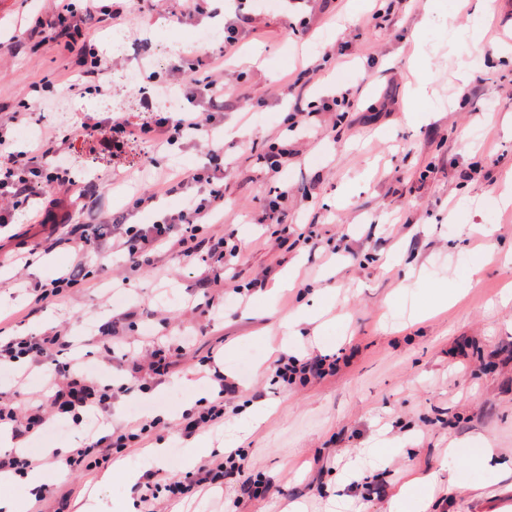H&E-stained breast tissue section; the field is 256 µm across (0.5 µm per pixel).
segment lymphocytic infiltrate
<instances>
[{
    "instance_id": "obj_1",
    "label": "lymphocytic infiltrate",
    "mask_w": 512,
    "mask_h": 512,
    "mask_svg": "<svg viewBox=\"0 0 512 512\" xmlns=\"http://www.w3.org/2000/svg\"><path fill=\"white\" fill-rule=\"evenodd\" d=\"M75 16L71 4L66 2L48 25L65 37L66 49L77 54L75 64L81 76L88 78L99 73L102 62L77 53L75 43L81 30L74 23ZM170 75L173 84L184 87L187 98L194 105L193 110L183 112L177 119L167 113L156 112L150 121L137 127L109 117H90L76 125V133L97 134L103 150L112 155L121 150L122 140L126 137L197 143L209 128L223 121L226 106L224 89L218 85L213 69L200 67L198 60L186 53L172 64ZM52 143V138L46 137L33 150L14 153L8 149L6 129L0 127V223H9L12 212L28 206L34 200L35 184H48L50 191L44 206L43 222L49 225L51 231H64V242L75 255L72 268L62 271L51 280L48 288L36 294L35 299L39 302L63 296L83 286L89 276L85 248L92 238L98 237L101 226L109 225L107 217L96 210L90 212L85 223H73L75 199H94L101 185L91 179L82 187H74L66 167L50 164L49 159L55 154ZM166 189L170 192L186 191L184 207L178 212L162 215L145 228L111 225L112 250L123 253L133 269L139 268L144 254L149 251L161 250L185 261L203 252L210 260L202 278L203 284L219 282L224 275L225 257H237L239 250L224 235L214 234L202 239L198 233L224 199L223 144H211L203 166L179 180L167 182ZM21 358L29 359L36 366L45 359H52L55 386L52 409L21 416L11 405L0 403V425H10L15 438L22 442L21 447L0 454V475L22 474L41 464V456L26 448L25 443L40 436L51 419L68 418L78 424L83 420L84 411L90 407L102 415H110L112 400L117 394L116 389L109 385L97 390L82 384L79 378L82 358L78 345L64 330L56 329L41 336L18 337L0 346V364ZM211 380L216 389L215 397L198 414L186 415L182 427L184 435L190 436L224 423L225 399L235 394V385L218 371H214ZM157 425V420L144 417L134 427L120 425L113 427L107 435H86L83 445L68 455L66 465L72 472L107 465L115 450L138 440ZM228 468L239 472L245 470V455L241 450L214 455L195 472L167 483L166 488L174 498L189 499L201 488L216 484Z\"/></svg>"
}]
</instances>
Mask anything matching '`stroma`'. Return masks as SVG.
Returning a JSON list of instances; mask_svg holds the SVG:
<instances>
[{
  "instance_id": "1",
  "label": "stroma",
  "mask_w": 512,
  "mask_h": 512,
  "mask_svg": "<svg viewBox=\"0 0 512 512\" xmlns=\"http://www.w3.org/2000/svg\"><path fill=\"white\" fill-rule=\"evenodd\" d=\"M360 0H241L254 28L233 51L223 39L205 54L223 56L224 87L240 100L213 131L230 166L224 174V211L212 232L241 248L221 282L204 288L202 261L160 255L154 266L130 273L121 254L90 247L89 283L66 297L34 305V285L46 284L74 260L70 248L29 254L43 241L27 210L0 227V338L35 336L67 325L85 338L112 315L127 313L123 351L88 347V370L103 386L124 374L126 356L155 346L179 349L170 374L139 375L132 390L112 402L111 425L130 422L141 397L165 416L159 427L121 451L127 468L153 470L165 484L184 475V407L213 386L199 360L214 355L239 391L227 402L233 417L251 403L274 414L244 444V475L207 487L190 499L161 494L157 512H326L331 500L347 512H404L398 492L410 473L436 478L428 512H512V265L485 266L470 285L471 264L486 251L512 250V212L499 194L512 181V43L499 26L512 27V0H494L481 18L462 0H390L382 26L366 27ZM123 11H100L82 40L113 66L76 80L75 54L45 21L61 0H0V124L18 150L47 136L60 137L76 184L100 178L97 207L110 217L132 211L141 193L158 191L157 208L133 212L149 224L157 211L183 206L179 193L163 194L164 180L205 160L204 143L126 142L122 154H103L96 138L73 135L81 115L137 124L168 110L163 93L171 59L211 28L215 0L189 13L187 0H111ZM111 9V10H112ZM304 22L297 37L289 23ZM122 38L111 53V35ZM318 72L307 88L319 100L333 88L351 90L348 112H320L288 134L291 155L281 176L268 171L265 144L284 131L294 99L289 83L302 63ZM285 132V131H284ZM92 166H84L87 157ZM279 199L283 222L267 209ZM479 224L486 235L467 232ZM314 228L293 248L281 236ZM298 283L278 291L286 268ZM134 275L123 290V276ZM446 292L449 302L437 306ZM212 300L205 311L198 303ZM321 311L302 325L290 354L336 357L333 371L288 386L273 382L266 331L299 308ZM0 372V392L19 410L50 408V365ZM387 439L381 495L362 477L349 476L359 451ZM163 445L164 464L149 447ZM495 450L482 458L483 447ZM41 469L67 496L62 512H112L138 501L109 468L67 473L55 457ZM463 492H456V485Z\"/></svg>"
}]
</instances>
